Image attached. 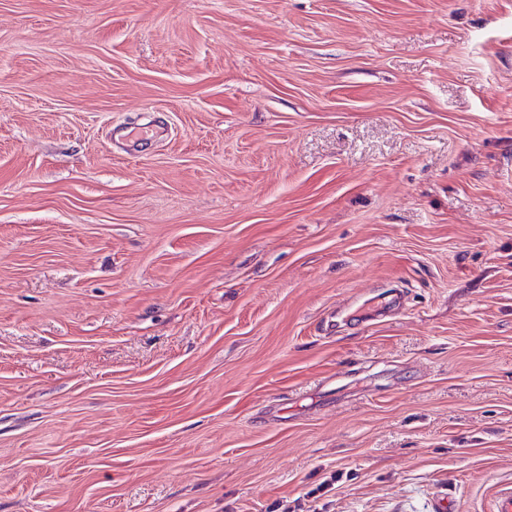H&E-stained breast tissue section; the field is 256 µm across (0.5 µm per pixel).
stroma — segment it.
<instances>
[{"label":"stroma","mask_w":512,"mask_h":512,"mask_svg":"<svg viewBox=\"0 0 512 512\" xmlns=\"http://www.w3.org/2000/svg\"><path fill=\"white\" fill-rule=\"evenodd\" d=\"M509 476L512 0H0V512Z\"/></svg>","instance_id":"35a3bbf8"}]
</instances>
